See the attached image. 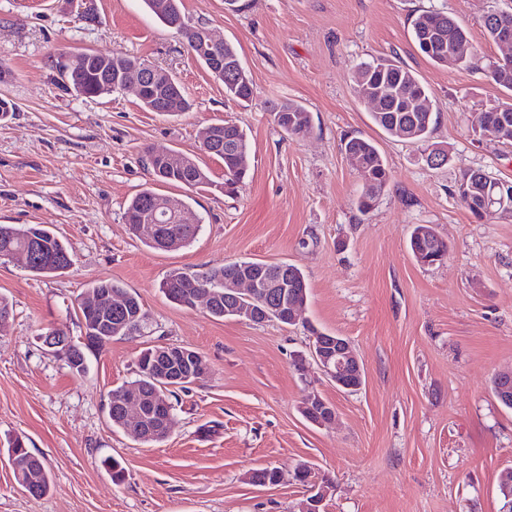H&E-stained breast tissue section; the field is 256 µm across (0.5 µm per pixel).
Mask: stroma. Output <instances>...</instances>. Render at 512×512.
<instances>
[{
  "label": "stroma",
  "instance_id": "obj_1",
  "mask_svg": "<svg viewBox=\"0 0 512 512\" xmlns=\"http://www.w3.org/2000/svg\"><path fill=\"white\" fill-rule=\"evenodd\" d=\"M245 2L232 11L224 0H182L186 16L236 48L253 82L242 107L143 0H95L94 25L66 0H0V100L12 106L0 113V224L44 225L74 260L62 274L36 276L0 259V294L13 305L0 330V512H300L310 491L291 476L302 463L332 485L324 512H500L512 410L492 380L512 370V209L475 217L453 185L468 168L512 184V145L475 136L466 121L512 97L487 74L508 50L482 27L488 11H512V0ZM424 10L465 25L478 66L443 67L417 51L412 21ZM81 50L166 69L192 109L165 115L129 90L96 99L63 90L52 63ZM380 56L427 87L438 114L431 142L446 165L429 167L421 146L382 133L354 93L358 64ZM288 101L308 112L307 134L274 123L271 105ZM218 119L248 136L245 186L232 197L194 192L201 229L189 246H145L123 212L152 182L147 153L199 155V129ZM353 136L373 139L390 171L365 215L356 207L363 181L344 150ZM199 157L223 182L222 162ZM417 224L447 242L443 262L413 258ZM238 259L304 273L310 296L296 325L215 318L160 290L172 270ZM98 279L139 295L151 327L90 353L75 375L41 336L79 337L77 300ZM314 328L350 340L364 366L360 390H338L310 357ZM162 343L196 350L208 373L174 399L168 439L146 445L113 428L108 395L135 378L141 351ZM311 392L335 406V424L304 420L299 406ZM12 434L45 462V495L18 486ZM107 457L124 466L123 483L103 467ZM267 466L284 482L252 484L249 473Z\"/></svg>",
  "mask_w": 512,
  "mask_h": 512
}]
</instances>
